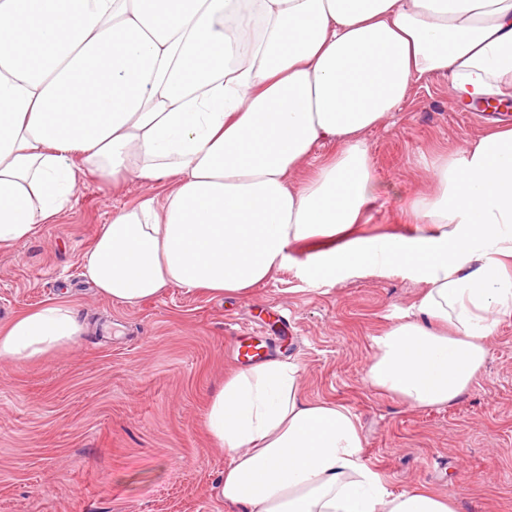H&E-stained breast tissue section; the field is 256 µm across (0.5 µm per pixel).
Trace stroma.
I'll list each match as a JSON object with an SVG mask.
<instances>
[{"label":"stroma","mask_w":512,"mask_h":512,"mask_svg":"<svg viewBox=\"0 0 512 512\" xmlns=\"http://www.w3.org/2000/svg\"><path fill=\"white\" fill-rule=\"evenodd\" d=\"M487 124L464 119L448 82L411 85L386 125L365 133L381 192L364 229L391 232L433 189L438 151H461ZM169 182L79 177L55 223L0 249V327L67 300L86 325L73 347L33 362L0 361V512H236L217 496L228 462L205 428L207 402L237 368L241 327L280 337L300 367V392L343 405L388 492L425 487L457 512H512V317L486 340L471 389L448 405L416 407L366 380L374 336L406 320L420 285L401 271L312 282L293 251L248 297L170 288L137 305L102 297L84 257L114 210Z\"/></svg>","instance_id":"stroma-1"}]
</instances>
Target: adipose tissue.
Here are the masks:
<instances>
[{"instance_id":"1","label":"adipose tissue","mask_w":512,"mask_h":512,"mask_svg":"<svg viewBox=\"0 0 512 512\" xmlns=\"http://www.w3.org/2000/svg\"><path fill=\"white\" fill-rule=\"evenodd\" d=\"M244 7L253 29L231 28ZM427 76L448 78L457 103L512 96V0H0V248L67 209L72 153L116 181L172 180L96 235L84 269L102 296L241 298L296 248L313 282L402 270L422 286L417 316L373 337L368 381L416 406L452 403L512 316V125L435 156L436 189L406 232L357 231L377 196L364 135ZM326 142L335 154L316 160ZM84 330L69 305L46 304L0 329V360H39ZM299 380L297 364L269 360L210 398L225 503L457 512L428 491L388 493L353 415L305 400Z\"/></svg>"}]
</instances>
